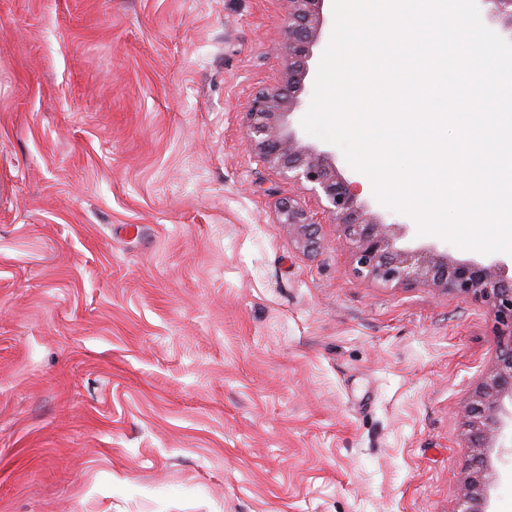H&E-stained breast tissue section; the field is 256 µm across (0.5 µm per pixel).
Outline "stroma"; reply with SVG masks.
I'll return each mask as SVG.
<instances>
[{"instance_id": "stroma-1", "label": "stroma", "mask_w": 512, "mask_h": 512, "mask_svg": "<svg viewBox=\"0 0 512 512\" xmlns=\"http://www.w3.org/2000/svg\"><path fill=\"white\" fill-rule=\"evenodd\" d=\"M286 46L282 0H0V512H455L493 321L260 158ZM281 216L284 224L295 226L303 235L309 234L310 228L316 223L304 207L291 201L282 207Z\"/></svg>"}]
</instances>
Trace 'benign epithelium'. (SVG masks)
<instances>
[{
  "label": "benign epithelium",
  "mask_w": 512,
  "mask_h": 512,
  "mask_svg": "<svg viewBox=\"0 0 512 512\" xmlns=\"http://www.w3.org/2000/svg\"><path fill=\"white\" fill-rule=\"evenodd\" d=\"M325 2L285 0L288 71L281 81L257 91L249 101L250 141L286 178L309 187L323 211L344 226L357 275L385 285L441 288L488 308L496 350L491 367L460 408L463 436L473 461L460 480L457 512H490L496 479L491 453L509 447L505 431L512 429V277H507L508 263L503 259L458 260L433 249L397 248L398 228L366 218L357 202L356 186L336 171L328 153L302 143L289 117L304 104L303 84L328 19ZM480 2L490 5V19L508 25L512 39V0ZM281 216L304 235L315 224L304 207L291 201L282 207Z\"/></svg>",
  "instance_id": "1"
}]
</instances>
